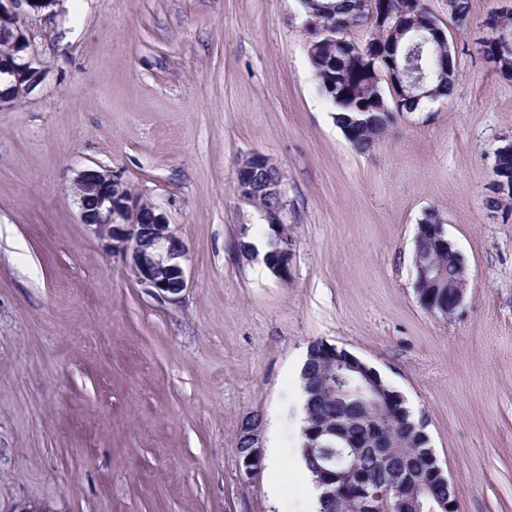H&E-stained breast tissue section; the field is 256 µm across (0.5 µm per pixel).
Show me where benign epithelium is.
<instances>
[{"instance_id":"7a95c632","label":"benign epithelium","mask_w":512,"mask_h":512,"mask_svg":"<svg viewBox=\"0 0 512 512\" xmlns=\"http://www.w3.org/2000/svg\"><path fill=\"white\" fill-rule=\"evenodd\" d=\"M62 0H0V20H9L15 25L13 50L9 56L0 55V76L9 77L8 84L0 88V103L16 99L25 94L36 81L38 74L34 61L28 54L30 34L22 19L29 14L52 16ZM427 34L421 36L426 44H438L445 54L441 55L443 66L453 58L451 45L445 30L433 20L426 25ZM406 72L398 66L386 70L391 95L397 103L409 98L420 102L432 96L424 82H410ZM272 165L271 159L259 153L244 159L237 168V188L241 196L260 202L264 196L283 197L282 182L276 179H259L257 166ZM74 195L80 210V220L105 246L122 254L131 277L157 299L173 303L181 298L188 287L182 261L186 258L187 246L175 225L168 223L157 207L135 196L106 168L81 170L73 183ZM416 238H428L440 246L453 251L445 238L441 221L425 217L417 225ZM280 242L276 259L265 257L270 270L280 278L288 277L291 248L285 232L278 233ZM459 268L453 281L448 283V309L458 310L463 302L468 285V272L461 254ZM320 360L329 366L341 361L361 371L369 385H374L378 372L356 356L334 345L320 346ZM243 435L248 442L247 452L240 457L243 476L252 480L259 476L262 468L259 423L251 419L243 426Z\"/></svg>"}]
</instances>
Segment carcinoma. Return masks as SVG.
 Wrapping results in <instances>:
<instances>
[{"label": "carcinoma", "instance_id": "cac0c4a2", "mask_svg": "<svg viewBox=\"0 0 512 512\" xmlns=\"http://www.w3.org/2000/svg\"><path fill=\"white\" fill-rule=\"evenodd\" d=\"M381 8L400 17L398 37L391 42L409 49L419 39L418 32L426 27L433 14L425 0H378ZM321 7L303 4L309 12L313 29L326 30L330 35L308 45V57L321 92L336 109V123L347 141L358 151L367 152L392 125L395 113L413 112L420 105L407 107L394 104L385 93L386 81L380 73L388 67L390 52L384 47L386 37L369 18L357 10V0H320ZM452 21L459 28L470 22V0H453ZM488 37L482 51L493 55L499 51L512 58V45L498 43L495 31L512 36V13L494 10L484 20ZM354 30L368 33L359 50L348 52L342 43ZM403 66L413 72L433 74L431 90L436 99L449 96L455 89L458 71L455 61L448 69H440L437 48L397 55ZM419 257L433 261V282L419 283L422 293L441 299L448 292V281L456 274V262L448 258V250H436L425 239L415 242ZM318 345L309 346L300 379L305 395V424L302 430V451L306 467L313 479H321L317 512H352L364 504L362 512H378L379 503L370 494L380 488L394 490L392 512H444L448 497L457 495L448 486V476L435 469L432 449L424 444V420L414 419L406 407L398 410H371L368 395L355 392L348 397L331 395L326 389V368L318 361ZM348 449L354 463L343 465L339 452ZM428 483L435 496L424 504L415 498L419 484Z\"/></svg>", "mask_w": 512, "mask_h": 512}]
</instances>
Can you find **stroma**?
Returning <instances> with one entry per match:
<instances>
[{
    "mask_svg": "<svg viewBox=\"0 0 512 512\" xmlns=\"http://www.w3.org/2000/svg\"><path fill=\"white\" fill-rule=\"evenodd\" d=\"M471 0L449 97L399 112L366 153L336 123L300 0H64L28 16L38 79L0 105V512H283L292 474L243 477V423L301 447L300 366L346 349L424 417L458 512H512V207L488 204L512 136V79ZM280 168L292 243L278 278L236 170ZM105 166L188 245L180 303L157 300L80 222L77 173ZM435 214L469 284L458 313L415 294Z\"/></svg>",
    "mask_w": 512,
    "mask_h": 512,
    "instance_id": "1",
    "label": "stroma"
}]
</instances>
